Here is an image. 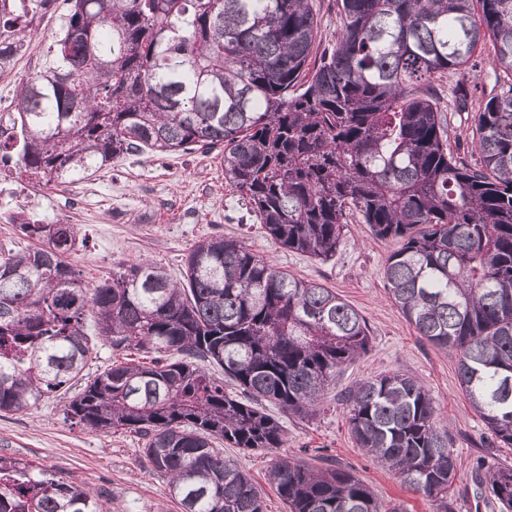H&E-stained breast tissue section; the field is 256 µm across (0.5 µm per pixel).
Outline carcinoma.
<instances>
[{"instance_id":"carcinoma-1","label":"carcinoma","mask_w":512,"mask_h":512,"mask_svg":"<svg viewBox=\"0 0 512 512\" xmlns=\"http://www.w3.org/2000/svg\"><path fill=\"white\" fill-rule=\"evenodd\" d=\"M56 0H0V70ZM317 44L313 0H70L52 66L14 89L24 142L12 170L34 186L93 175L131 153L219 150L224 178L283 248L327 261L356 220L400 247L388 294L418 336L458 355L489 448L512 447V0H336ZM490 46L500 91L473 112L470 165L448 149L433 81L465 84ZM36 241L0 255V413L84 379L98 344L112 362L66 406L84 426L143 439L182 512H265L230 448L283 447L266 407L323 409L336 372L368 350L360 313L222 235L198 242L183 281L149 261L94 286L67 262L81 230L16 217ZM217 367L239 388L230 394ZM357 447L401 485L453 512L457 457L427 390L389 373L342 396ZM288 512H399L334 465L274 456ZM476 496L512 512V466ZM0 512H102L99 496L0 456ZM313 1L314 10H316L320 21L318 40H320V46L323 49L333 42L340 25L339 17L336 14V0Z\"/></svg>"}]
</instances>
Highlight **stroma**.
I'll return each mask as SVG.
<instances>
[{
	"mask_svg": "<svg viewBox=\"0 0 512 512\" xmlns=\"http://www.w3.org/2000/svg\"><path fill=\"white\" fill-rule=\"evenodd\" d=\"M68 6L57 0L37 19L13 62L14 81L41 71L63 30ZM456 79L438 80L450 149L466 162L471 153V115L456 111ZM37 219L43 224H76L86 236L69 261L89 284L111 276L113 269L141 260L163 266L182 280L183 259L199 240L221 234L243 241L255 254L284 272L333 289L366 319L371 345L336 377L337 390L355 381L400 373L421 383L454 438L457 472L453 484L454 512H488L474 492L477 459L512 465V448L486 445L484 421L470 406L457 378V355L434 348L417 336L385 288L383 267L395 250L391 240L371 235L367 225H348L336 256L321 261L281 247L268 237L238 192L224 179L218 152L126 154L88 179L47 188ZM73 393L62 390L37 409L0 415V456L50 468L56 478L100 493L103 512H181L169 495L167 480L143 465L142 440L125 431L100 433L67 417L65 404ZM285 429L283 456L322 455L350 470L369 485L386 506L402 512H433L424 496L402 486L355 444L345 411L338 402L310 419L279 414ZM262 488L266 512H288L267 480L270 456L264 451L228 448Z\"/></svg>",
	"mask_w": 512,
	"mask_h": 512,
	"instance_id": "1",
	"label": "stroma"
}]
</instances>
